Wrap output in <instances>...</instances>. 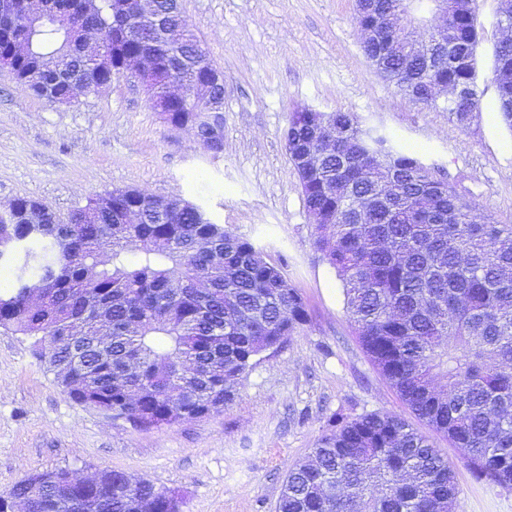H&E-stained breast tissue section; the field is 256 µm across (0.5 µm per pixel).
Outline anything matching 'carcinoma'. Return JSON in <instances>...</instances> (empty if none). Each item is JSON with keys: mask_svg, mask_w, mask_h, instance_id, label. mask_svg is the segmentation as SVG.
<instances>
[{"mask_svg": "<svg viewBox=\"0 0 512 512\" xmlns=\"http://www.w3.org/2000/svg\"><path fill=\"white\" fill-rule=\"evenodd\" d=\"M38 18L16 7L0 12V57L13 39L31 48L16 59V80L40 96L58 94L87 63L73 35L90 29L116 76L141 52L190 82L208 64L177 5L160 0L182 26L178 57L153 31L134 33L135 0H66ZM372 37L362 44L388 82L431 106L432 81L453 90L444 103L460 126L480 106L475 0H443L438 33L448 50L410 63L413 18L401 0H368L358 12ZM496 111L512 130V41L497 50ZM46 71L43 88L27 74ZM219 156L212 138L222 112H184ZM299 177L314 244L343 284L345 308L380 373L415 416L465 449L478 480L512 488V224H489L439 171L397 147L350 112H295L284 133ZM9 267L0 290V332L25 336L55 375L89 382L100 406L144 428L223 411L262 353L308 321L306 304L282 269L249 240L181 199L136 189L90 198L62 220L19 197L0 219ZM455 465L412 424L392 413L348 419L335 414L312 458L288 471L275 512H456ZM142 499L148 512H170L169 492L112 471L90 494L88 512H126Z\"/></svg>", "mask_w": 512, "mask_h": 512, "instance_id": "cac0c4a2", "label": "carcinoma"}]
</instances>
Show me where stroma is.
<instances>
[{"instance_id":"1","label":"stroma","mask_w":512,"mask_h":512,"mask_svg":"<svg viewBox=\"0 0 512 512\" xmlns=\"http://www.w3.org/2000/svg\"><path fill=\"white\" fill-rule=\"evenodd\" d=\"M224 77V151L167 124L143 87L113 79L77 106L25 92L0 70V211L33 196L67 217L112 189L136 188L200 206L262 249L302 293L307 323L264 352L236 400L210 417L141 428L75 404L29 340L0 334V492L66 468L120 470L178 497L181 512H274L289 468L336 413L411 410L372 365L344 309L343 286L314 246L283 134L312 106L355 113L454 182L482 219L512 224V131L495 110L499 0H476L481 110L467 127L397 93L364 56L355 0H180ZM431 441L453 462L457 512H512V489L474 479L463 449Z\"/></svg>"}]
</instances>
